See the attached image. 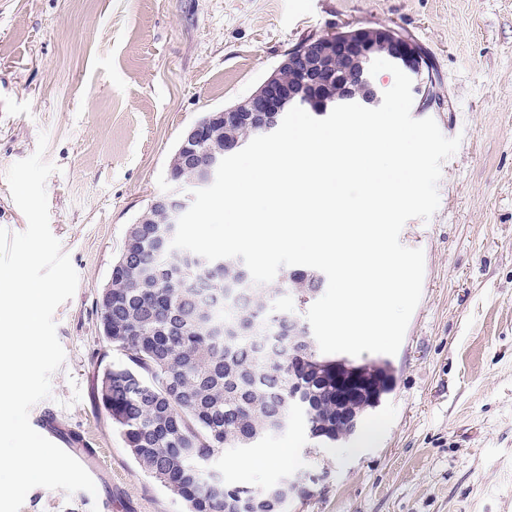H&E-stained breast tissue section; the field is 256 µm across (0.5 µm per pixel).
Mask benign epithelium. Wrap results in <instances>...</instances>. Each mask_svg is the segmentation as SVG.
Returning <instances> with one entry per match:
<instances>
[{
	"label": "benign epithelium",
	"instance_id": "1",
	"mask_svg": "<svg viewBox=\"0 0 512 512\" xmlns=\"http://www.w3.org/2000/svg\"><path fill=\"white\" fill-rule=\"evenodd\" d=\"M336 34L330 33L308 38L297 44L289 53L285 65L304 77L312 85L319 81L320 71L335 67L336 59L326 50ZM343 53L358 56L359 67L351 71L339 84L336 104L358 103L367 108L378 107L383 92L370 73L371 63L385 54V58L400 68L412 80V91L421 101L430 103L434 91L427 79L421 51L411 45L407 37L395 30L369 27L356 32L348 40L338 42ZM284 91L275 76L262 85L239 105L215 110L203 120L197 121L184 134L180 147V162L194 173L198 184H209L215 179L216 170L226 154H232L242 145L239 140L224 142V152L205 154L196 151V145L212 135V123L245 125L266 132L275 131L284 118L281 105ZM189 196L181 190L170 191L152 198V207L162 214V223L175 224L187 207Z\"/></svg>",
	"mask_w": 512,
	"mask_h": 512
}]
</instances>
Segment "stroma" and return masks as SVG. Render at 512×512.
Listing matches in <instances>:
<instances>
[{
  "label": "stroma",
  "instance_id": "35a3bbf8",
  "mask_svg": "<svg viewBox=\"0 0 512 512\" xmlns=\"http://www.w3.org/2000/svg\"><path fill=\"white\" fill-rule=\"evenodd\" d=\"M368 25L423 49L438 97L411 114L461 139L438 210L400 233L425 273L394 389L370 413L381 428L315 455L295 416L254 450L292 449L289 467L227 451L216 465L248 487L325 475L287 512H512V0H0V227L26 229L5 173L47 133L50 229L79 276L54 313L65 361L29 418L54 411L104 450L114 512H184L100 405L122 356L96 299L129 225L169 190V158L203 115L249 96L303 39ZM20 512L101 510L88 492L36 487Z\"/></svg>",
  "mask_w": 512,
  "mask_h": 512
}]
</instances>
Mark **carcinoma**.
<instances>
[{"label":"carcinoma","instance_id":"1","mask_svg":"<svg viewBox=\"0 0 512 512\" xmlns=\"http://www.w3.org/2000/svg\"><path fill=\"white\" fill-rule=\"evenodd\" d=\"M260 132L220 127L197 151L244 142ZM167 225L149 208L129 225L124 247L96 301L103 338L124 359L101 377V403L130 455L184 512H285L310 496L307 484L288 492L235 486L209 462L227 448L248 452L304 415L313 454L353 434L366 412L393 390L391 362L355 364L315 346L292 322L317 290L318 272L286 269L279 287L255 284L236 258L218 263L171 248ZM291 295L276 319L263 310ZM355 372L362 397L352 421L336 419V370Z\"/></svg>","mask_w":512,"mask_h":512}]
</instances>
